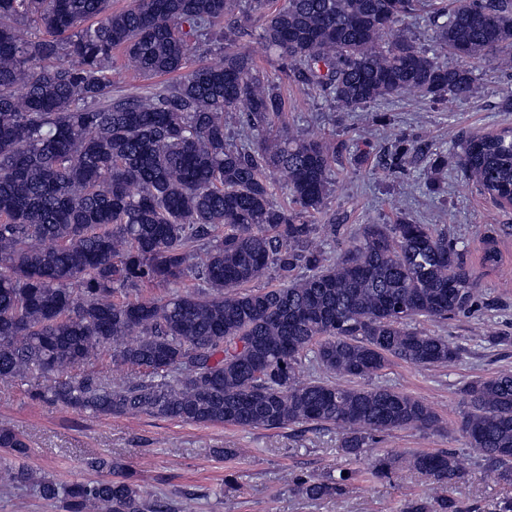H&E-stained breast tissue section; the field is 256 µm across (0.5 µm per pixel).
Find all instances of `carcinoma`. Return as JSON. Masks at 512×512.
Wrapping results in <instances>:
<instances>
[{
    "label": "carcinoma",
    "instance_id": "cac0c4a2",
    "mask_svg": "<svg viewBox=\"0 0 512 512\" xmlns=\"http://www.w3.org/2000/svg\"><path fill=\"white\" fill-rule=\"evenodd\" d=\"M0 0V378L73 370L114 347L132 378L99 371L55 380L31 396L95 415L145 414L241 429L333 425L350 460L397 429H441L423 399L371 380L398 360L446 367L459 349L419 331L422 317L472 311L475 278L433 224H368L337 256L311 224L329 188L336 147L283 124L285 100L240 47L260 23L281 71L331 104L356 111L412 93L469 97L472 66L512 61V0ZM430 9L440 51L398 32ZM33 22L43 36L32 39ZM224 55L183 72L196 40L219 24ZM167 85L112 97V51ZM469 66H448L445 53ZM233 118L242 140L228 141ZM461 169L495 203L512 198V128L468 137ZM284 174L291 206L272 201ZM274 282L250 284L267 273ZM197 286L165 297L143 289ZM132 344L124 343L130 333ZM311 363L321 375L301 381ZM355 381L343 386L336 378ZM467 447L512 486V371L461 388ZM0 448L24 456L25 437L0 428ZM408 466L433 484L469 472L457 453H416ZM389 455L369 459L387 478ZM356 471L294 485L311 499L341 497ZM65 512H162L119 480L37 481ZM404 512H462L441 496Z\"/></svg>",
    "mask_w": 512,
    "mask_h": 512
}]
</instances>
